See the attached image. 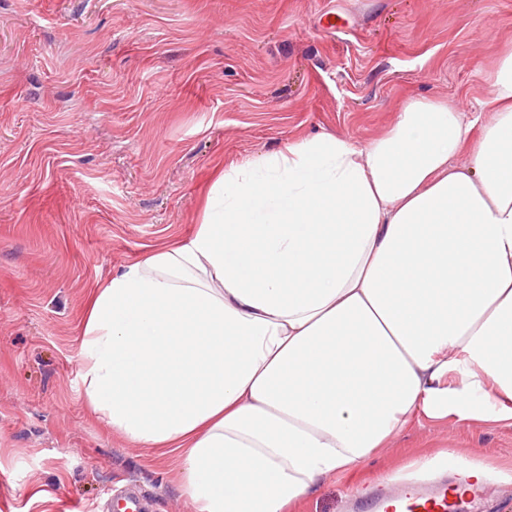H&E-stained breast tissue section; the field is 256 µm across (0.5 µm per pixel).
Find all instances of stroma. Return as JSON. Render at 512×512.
Listing matches in <instances>:
<instances>
[{"mask_svg": "<svg viewBox=\"0 0 512 512\" xmlns=\"http://www.w3.org/2000/svg\"><path fill=\"white\" fill-rule=\"evenodd\" d=\"M512 49V0H0V512H192L176 455L86 404L96 288L184 241L230 164L316 133L360 142L414 97L465 113ZM446 448L512 472V423L420 420L297 512H345ZM457 512H512L484 483Z\"/></svg>", "mask_w": 512, "mask_h": 512, "instance_id": "1", "label": "stroma"}]
</instances>
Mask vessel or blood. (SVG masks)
Here are the masks:
<instances>
[{"instance_id":"vessel-or-blood-1","label":"vessel or blood","mask_w":512,"mask_h":512,"mask_svg":"<svg viewBox=\"0 0 512 512\" xmlns=\"http://www.w3.org/2000/svg\"><path fill=\"white\" fill-rule=\"evenodd\" d=\"M449 508L444 483H423L397 497L375 491L349 503L350 512H448Z\"/></svg>"}]
</instances>
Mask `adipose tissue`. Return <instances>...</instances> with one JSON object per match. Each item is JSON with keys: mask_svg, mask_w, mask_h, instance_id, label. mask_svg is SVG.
Returning a JSON list of instances; mask_svg holds the SVG:
<instances>
[{"mask_svg": "<svg viewBox=\"0 0 512 512\" xmlns=\"http://www.w3.org/2000/svg\"><path fill=\"white\" fill-rule=\"evenodd\" d=\"M485 83L486 116L413 98L230 165L97 289L84 398L178 455L193 512H289L421 417L512 420V53Z\"/></svg>", "mask_w": 512, "mask_h": 512, "instance_id": "1", "label": "adipose tissue"}]
</instances>
